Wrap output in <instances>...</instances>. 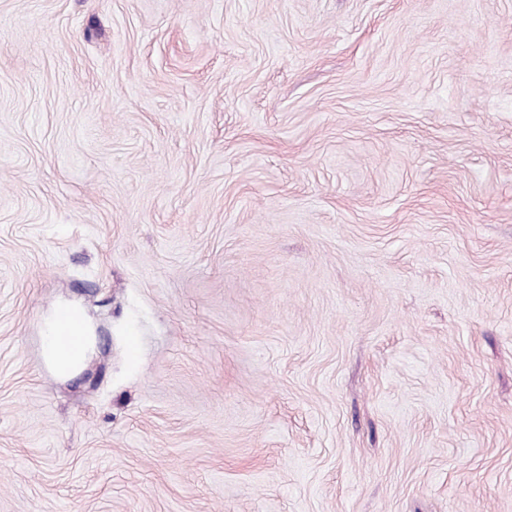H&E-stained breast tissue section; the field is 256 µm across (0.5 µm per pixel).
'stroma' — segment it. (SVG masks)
<instances>
[{"label": "stroma", "mask_w": 512, "mask_h": 512, "mask_svg": "<svg viewBox=\"0 0 512 512\" xmlns=\"http://www.w3.org/2000/svg\"><path fill=\"white\" fill-rule=\"evenodd\" d=\"M0 512H512V0H0ZM67 311L71 317L65 328L75 340L66 333H61L60 340L68 347L57 343L58 313ZM97 336L94 327L88 321L83 308L75 301L58 302L45 321L42 336L43 357L47 367L59 379L67 380L81 373L87 366L95 350Z\"/></svg>", "instance_id": "1"}]
</instances>
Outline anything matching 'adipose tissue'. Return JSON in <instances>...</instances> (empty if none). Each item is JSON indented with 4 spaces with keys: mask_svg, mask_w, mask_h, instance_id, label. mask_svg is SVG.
Listing matches in <instances>:
<instances>
[{
    "mask_svg": "<svg viewBox=\"0 0 512 512\" xmlns=\"http://www.w3.org/2000/svg\"><path fill=\"white\" fill-rule=\"evenodd\" d=\"M62 311L70 315L64 328H67L74 337L73 343L67 347L59 346L57 343V332L62 328L58 325V314ZM96 341L95 330L79 303L68 300L57 303L45 321L42 336L44 361L58 379L67 380L86 368L95 350Z\"/></svg>",
    "mask_w": 512,
    "mask_h": 512,
    "instance_id": "1",
    "label": "adipose tissue"
}]
</instances>
